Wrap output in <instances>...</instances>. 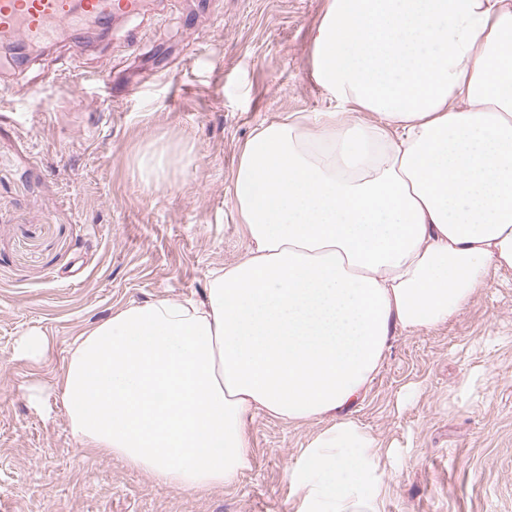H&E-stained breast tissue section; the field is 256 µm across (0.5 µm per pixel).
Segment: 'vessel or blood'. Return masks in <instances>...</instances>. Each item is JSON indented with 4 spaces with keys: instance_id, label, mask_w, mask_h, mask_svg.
<instances>
[{
    "instance_id": "b4317fda",
    "label": "vessel or blood",
    "mask_w": 512,
    "mask_h": 512,
    "mask_svg": "<svg viewBox=\"0 0 512 512\" xmlns=\"http://www.w3.org/2000/svg\"><path fill=\"white\" fill-rule=\"evenodd\" d=\"M143 0H0V44L42 46L56 42L63 25L93 17L109 23L115 13H139Z\"/></svg>"
}]
</instances>
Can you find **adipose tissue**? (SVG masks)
<instances>
[{
	"label": "adipose tissue",
	"mask_w": 512,
	"mask_h": 512,
	"mask_svg": "<svg viewBox=\"0 0 512 512\" xmlns=\"http://www.w3.org/2000/svg\"><path fill=\"white\" fill-rule=\"evenodd\" d=\"M311 55L330 108L240 153L247 253L204 299L82 334L57 395L82 447L184 490L249 469L256 413L330 418L288 472L297 512H383L391 451L345 409L394 328L446 323L512 268V0H329Z\"/></svg>",
	"instance_id": "ef3b65f1"
}]
</instances>
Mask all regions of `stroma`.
I'll return each mask as SVG.
<instances>
[{"mask_svg": "<svg viewBox=\"0 0 512 512\" xmlns=\"http://www.w3.org/2000/svg\"><path fill=\"white\" fill-rule=\"evenodd\" d=\"M327 3L153 0L86 52L64 40L18 68L0 49V512H296L286 470L320 422L256 415L250 468L195 492L83 449L56 389L95 324L202 299L246 254L240 150L281 113L328 107L310 48ZM160 147L188 163L149 188L140 160ZM32 331L37 360L19 353ZM348 414L396 450L383 512H512V269L447 323L393 330Z\"/></svg>", "mask_w": 512, "mask_h": 512, "instance_id": "stroma-1", "label": "stroma"}]
</instances>
